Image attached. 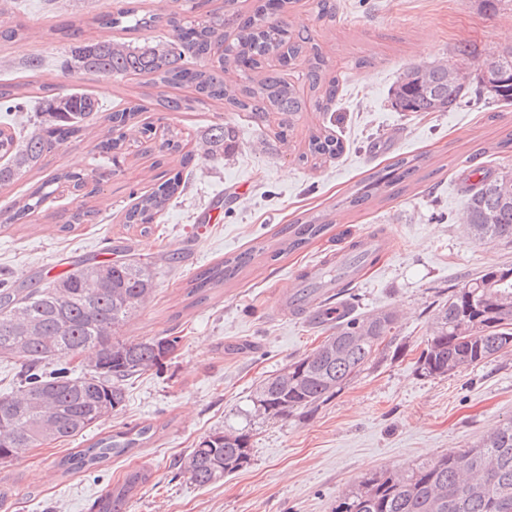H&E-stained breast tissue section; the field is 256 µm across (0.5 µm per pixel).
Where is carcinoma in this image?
Instances as JSON below:
<instances>
[{
    "label": "carcinoma",
    "mask_w": 512,
    "mask_h": 512,
    "mask_svg": "<svg viewBox=\"0 0 512 512\" xmlns=\"http://www.w3.org/2000/svg\"><path fill=\"white\" fill-rule=\"evenodd\" d=\"M145 2L117 0L111 11L50 27V40L83 38L63 60L65 70L104 77L143 76L158 89L190 84L202 99L226 104L234 112H250L258 119L277 112L282 125L289 126L306 109V101L283 73L265 64L271 53L285 48L291 58H303L304 79L315 104L327 111L336 101L339 80L327 73L311 37L286 20L291 0H259L249 14L238 9L237 0H224V10L200 17L194 12L205 5L203 0H191L181 13L147 10ZM229 25L236 31L231 43L224 35ZM157 28L166 29L169 36L136 38ZM93 29L99 35L85 37ZM28 31L19 19L0 29V40H20ZM481 55L475 44L461 41L448 61L406 66L390 89L393 107L399 112H452L474 98L488 105L512 104V43L490 52L496 68L488 78L471 72ZM30 99L42 114L37 124L9 132L0 128L1 188L14 184L62 144L81 140L86 119L100 111L98 100L83 92L53 93L30 82L0 86V101L8 103L7 112L21 109ZM149 105L164 112L189 108L161 91ZM147 106L135 104L109 113L100 149L113 152L117 160L127 133L145 136L148 128L139 126L137 117ZM234 138V127L212 125L202 141V157L230 151ZM342 150L339 138L318 133L312 135L303 157H332ZM419 168L416 157L396 159L357 190L350 205L369 202L382 189L404 183ZM471 175L477 180L463 179L466 203L460 223L474 240L511 241L512 175L484 167ZM61 180L77 188L85 186L79 173H57L16 200L7 223L29 215ZM186 184L177 173L152 192L137 196L125 214L126 223L149 232L155 217ZM324 231L325 225L316 220L291 225L275 254L298 250ZM251 260L252 253L242 252L205 268L190 281L186 296L202 301L208 291L236 278ZM155 288L152 270L135 259L75 261L71 269L45 283L40 277L0 279V362L21 367L15 388L0 394L1 465L33 448L68 441L105 421L122 409L128 381L172 357L180 336L141 341L117 336L120 327L150 301ZM397 323L391 310L336 321L332 333L309 354L260 383L250 396L249 414L283 420L315 411L364 370L400 351L393 345ZM342 344L350 345L345 357H330L328 346ZM508 354H512V267L492 266L469 277L439 306L416 365L427 377H444ZM75 358L87 366L80 375L74 373ZM36 392L48 395L40 406L29 403ZM154 434L150 425L117 431L67 454L60 465L67 471L92 469L132 454ZM250 440L246 429L215 430L191 450L183 473L198 486L215 483L250 463ZM145 481L144 472H127L95 503V512H120ZM335 512H512V418L457 454L367 474L338 498Z\"/></svg>",
    "instance_id": "cac0c4a2"
}]
</instances>
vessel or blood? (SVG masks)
Masks as SVG:
<instances>
[{
    "instance_id": "b4317fda",
    "label": "vessel or blood",
    "mask_w": 512,
    "mask_h": 512,
    "mask_svg": "<svg viewBox=\"0 0 512 512\" xmlns=\"http://www.w3.org/2000/svg\"><path fill=\"white\" fill-rule=\"evenodd\" d=\"M386 248L387 244L380 236L366 234L362 237L359 251L340 254L332 267H311L302 278L294 280L286 289L287 309L293 314L312 319L333 317V309L319 307V297L341 291L346 283L358 280L369 254Z\"/></svg>"
}]
</instances>
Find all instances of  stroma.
<instances>
[{
  "label": "stroma",
  "instance_id": "obj_1",
  "mask_svg": "<svg viewBox=\"0 0 512 512\" xmlns=\"http://www.w3.org/2000/svg\"><path fill=\"white\" fill-rule=\"evenodd\" d=\"M19 7L31 35L0 43V84L31 75L57 92L89 93L107 113L155 95L141 76L62 72L69 42L43 37L70 17L110 9L111 0H20ZM287 20L308 28L339 77L335 104L327 112L309 106L285 127L279 114L257 122L249 113L196 101L190 88L173 89V96L195 105L188 112L141 113L155 140L174 133L194 147L221 122L235 127L236 146L222 159L199 162L149 233L123 224L122 216L133 193L174 176L179 162L130 145L123 146L119 165L101 159L100 118L87 120L83 140L0 189L1 209L59 171L99 181L101 191L92 195L55 184L38 214L0 229V271L18 280L55 275L74 260L119 261L131 249L152 267L157 287L119 338L181 339L163 367L128 383L123 409L90 431L97 437L153 424L158 432L149 444L72 475L59 462L69 448L85 447L87 437L33 449L0 466V512H91L117 478L136 467L147 469L150 479L122 512H334L338 496L365 473L460 451L512 418V354L445 377L423 376L416 366L438 306L478 271L512 264V241L468 239L459 222L465 174L481 166L512 172V157L499 159L495 149L502 131L512 130V106L474 102L452 112H399L388 96L405 64L448 59L462 41L489 51L512 42V8L491 17L482 0H336L335 16L322 19L316 0H295ZM36 55L43 65L28 71ZM320 129L342 141V153L304 159ZM412 156L420 169L405 186L349 206L348 196L374 173ZM80 206L98 210L97 219L63 231ZM320 217L329 222L321 236L293 253L275 254L282 228ZM368 232L392 239L393 249L378 255L343 297L325 295L321 303L344 302L356 315L399 311L400 353L365 370L311 414L248 423L244 412L257 384L311 352L332 326L279 314L281 287ZM171 250L180 254L173 264L163 257ZM246 250L254 259L237 278L188 305L185 290L197 273ZM246 425L253 429L247 467L206 487L182 474L202 437Z\"/></svg>",
  "mask_w": 512,
  "mask_h": 512
}]
</instances>
